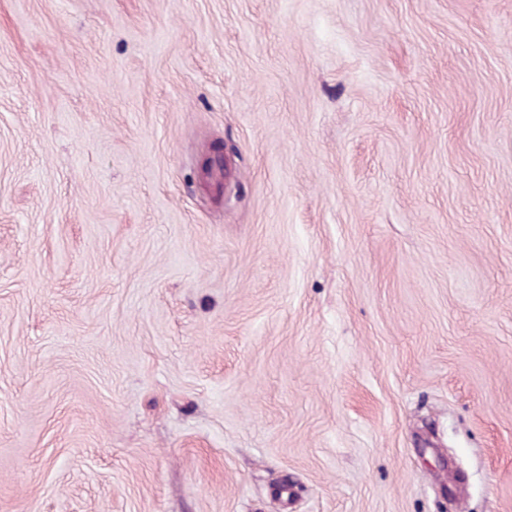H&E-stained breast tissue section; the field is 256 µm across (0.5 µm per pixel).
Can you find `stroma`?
I'll use <instances>...</instances> for the list:
<instances>
[{
	"mask_svg": "<svg viewBox=\"0 0 512 512\" xmlns=\"http://www.w3.org/2000/svg\"><path fill=\"white\" fill-rule=\"evenodd\" d=\"M0 512H512V0H0Z\"/></svg>",
	"mask_w": 512,
	"mask_h": 512,
	"instance_id": "obj_1",
	"label": "stroma"
}]
</instances>
